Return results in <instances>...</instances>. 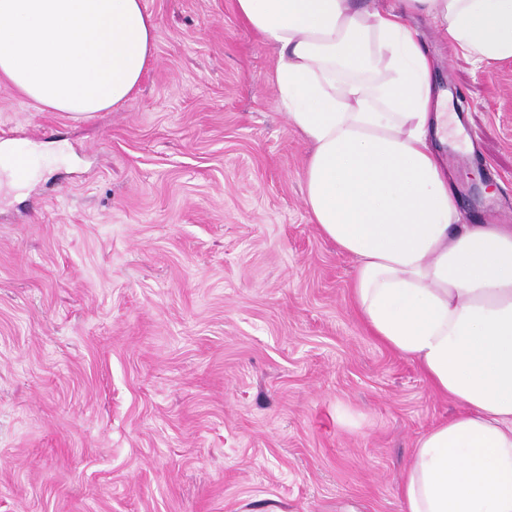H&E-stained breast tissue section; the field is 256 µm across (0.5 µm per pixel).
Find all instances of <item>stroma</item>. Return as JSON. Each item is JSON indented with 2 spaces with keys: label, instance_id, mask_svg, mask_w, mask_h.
<instances>
[{
  "label": "stroma",
  "instance_id": "obj_1",
  "mask_svg": "<svg viewBox=\"0 0 512 512\" xmlns=\"http://www.w3.org/2000/svg\"><path fill=\"white\" fill-rule=\"evenodd\" d=\"M124 105L76 120L0 83V512H401L460 410L372 336L355 261L310 221L309 145L235 0H146ZM462 132V219L512 224V62L417 19Z\"/></svg>",
  "mask_w": 512,
  "mask_h": 512
}]
</instances>
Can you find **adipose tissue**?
<instances>
[{
  "label": "adipose tissue",
  "mask_w": 512,
  "mask_h": 512,
  "mask_svg": "<svg viewBox=\"0 0 512 512\" xmlns=\"http://www.w3.org/2000/svg\"><path fill=\"white\" fill-rule=\"evenodd\" d=\"M277 55L310 146L311 221L357 263L355 308L462 411L418 439L402 512H512V224H465L432 147L444 94L415 18L478 66L512 61V0H236ZM145 0H0V80L81 117L127 102L153 57Z\"/></svg>",
  "instance_id": "adipose-tissue-1"
}]
</instances>
